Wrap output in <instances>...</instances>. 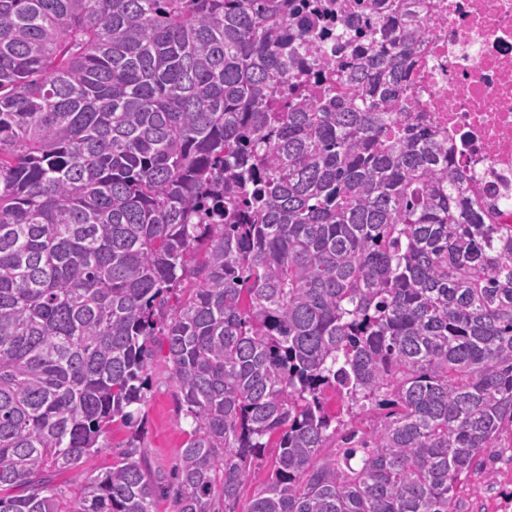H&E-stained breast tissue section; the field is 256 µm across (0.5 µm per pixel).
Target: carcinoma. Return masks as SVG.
<instances>
[{"label": "carcinoma", "instance_id": "obj_1", "mask_svg": "<svg viewBox=\"0 0 512 512\" xmlns=\"http://www.w3.org/2000/svg\"><path fill=\"white\" fill-rule=\"evenodd\" d=\"M291 2L0 0V512H152L156 347L175 512H457L512 438V225L402 117L420 22ZM148 377L145 401L139 406V449L148 476L168 484L191 429L190 418L185 416L172 370L162 355L153 358ZM128 434L127 428L121 424H114L112 432L104 440L106 448L94 456L88 467L97 473L109 470L112 463H115L124 451L125 448L119 447L125 444Z\"/></svg>", "mask_w": 512, "mask_h": 512}]
</instances>
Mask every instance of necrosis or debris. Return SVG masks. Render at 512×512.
Wrapping results in <instances>:
<instances>
[{
  "instance_id": "1",
  "label": "necrosis or debris",
  "mask_w": 512,
  "mask_h": 512,
  "mask_svg": "<svg viewBox=\"0 0 512 512\" xmlns=\"http://www.w3.org/2000/svg\"><path fill=\"white\" fill-rule=\"evenodd\" d=\"M426 35L407 60L406 116L448 141L492 224L512 225V0H413Z\"/></svg>"
}]
</instances>
